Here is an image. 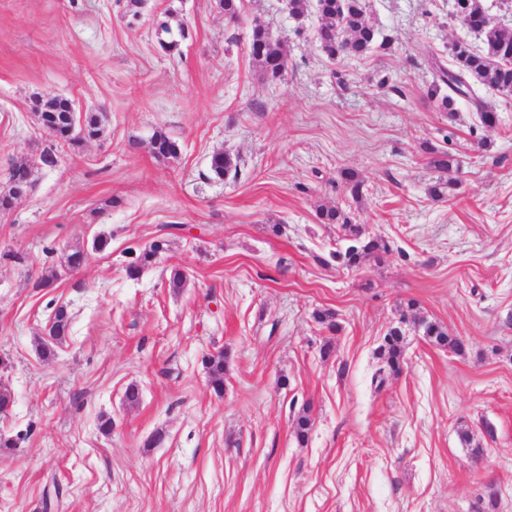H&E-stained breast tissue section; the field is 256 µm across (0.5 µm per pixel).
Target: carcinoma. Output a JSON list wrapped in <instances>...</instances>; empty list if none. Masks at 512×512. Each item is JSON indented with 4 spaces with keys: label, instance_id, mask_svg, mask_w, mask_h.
I'll return each instance as SVG.
<instances>
[{
    "label": "carcinoma",
    "instance_id": "1",
    "mask_svg": "<svg viewBox=\"0 0 512 512\" xmlns=\"http://www.w3.org/2000/svg\"><path fill=\"white\" fill-rule=\"evenodd\" d=\"M469 23L475 33L482 36V46L471 47L465 43H456L451 50L453 67L436 65L435 79L426 89V97L437 108L448 114L455 112L460 99L476 101L475 87L482 86L504 95H512V27L501 26L488 17L481 0H468ZM315 6L321 18L316 31V41L320 50L329 58L337 59L344 55L363 56L374 50L379 42L380 33L366 19L365 0H316ZM251 45L260 47L252 52L262 73L271 80L284 76L288 68L287 56L281 49L280 42L266 29L257 26L253 29ZM84 135L80 139H66L73 147L81 146L85 141L98 137L103 132L101 117L88 113L82 120ZM153 154L157 158H174L179 153V145L163 132L152 136ZM454 159L446 152L435 151L430 165L440 173L431 193L437 197L447 195L454 186L451 177ZM236 164L232 158L216 153L210 160V171L217 179L229 175ZM31 169L26 164H16L9 176V185L0 190V212L13 209L20 189L29 182ZM345 189L354 197L362 191V181L358 173L351 169L341 172ZM323 223L339 224L343 230L346 246L331 254L333 260L341 267L356 268L367 261L379 262L389 253V243L380 236L366 234L358 224L337 209L321 214ZM168 244L167 237L160 235L148 247L129 253L127 272L129 276L139 275L143 269L153 265ZM71 315L64 306H57L53 311L52 332L54 340L63 341L70 330ZM423 335L440 346L455 352L465 349L462 339L450 336L441 325L435 322H421ZM401 327L389 329L378 347V359L382 366L379 376L385 373L397 374L403 365ZM213 390L220 394L224 390V354L218 353L205 361Z\"/></svg>",
    "mask_w": 512,
    "mask_h": 512
}]
</instances>
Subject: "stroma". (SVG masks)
Instances as JSON below:
<instances>
[{"instance_id": "stroma-1", "label": "stroma", "mask_w": 512, "mask_h": 512, "mask_svg": "<svg viewBox=\"0 0 512 512\" xmlns=\"http://www.w3.org/2000/svg\"><path fill=\"white\" fill-rule=\"evenodd\" d=\"M452 10L366 0L385 47L332 60L319 15L285 0H242L233 21L217 0H144L137 19L127 0H0V187L14 164L34 172L0 212V251L31 260L0 262V381L14 394L0 435L19 440L0 453V512H45L56 483L54 512H482L491 491V512H512V96L490 94L491 130L466 102L451 118L426 99L428 58L473 38ZM161 20L187 31L173 51ZM257 25L283 46L282 80L251 55ZM56 95L102 114V135L80 148L49 136L36 105ZM157 131L176 158L154 157ZM433 149L455 160L441 200ZM217 152L237 176L212 177ZM329 207L389 242L382 262L332 260ZM168 224L180 231L159 262L129 276L128 249ZM78 247L79 270L35 289ZM172 266L188 274L177 293ZM410 301L465 349L403 325V369L375 388L377 348ZM59 304L73 320L45 360ZM324 309L337 334L314 321ZM220 351L219 396L203 359Z\"/></svg>"}]
</instances>
